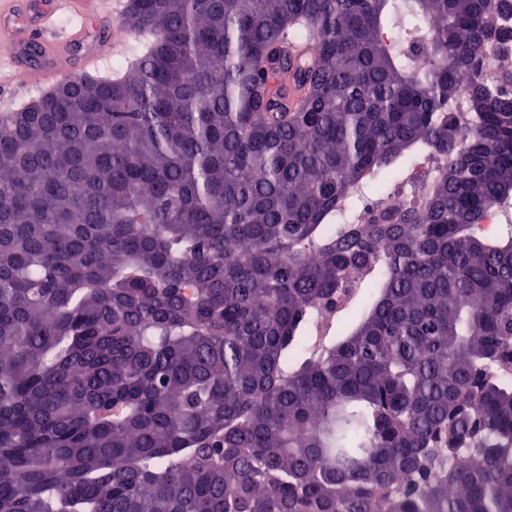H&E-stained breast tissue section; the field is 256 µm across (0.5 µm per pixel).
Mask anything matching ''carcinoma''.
I'll return each instance as SVG.
<instances>
[{
  "instance_id": "cac0c4a2",
  "label": "carcinoma",
  "mask_w": 512,
  "mask_h": 512,
  "mask_svg": "<svg viewBox=\"0 0 512 512\" xmlns=\"http://www.w3.org/2000/svg\"><path fill=\"white\" fill-rule=\"evenodd\" d=\"M126 23L0 113V512H512V0Z\"/></svg>"
}]
</instances>
